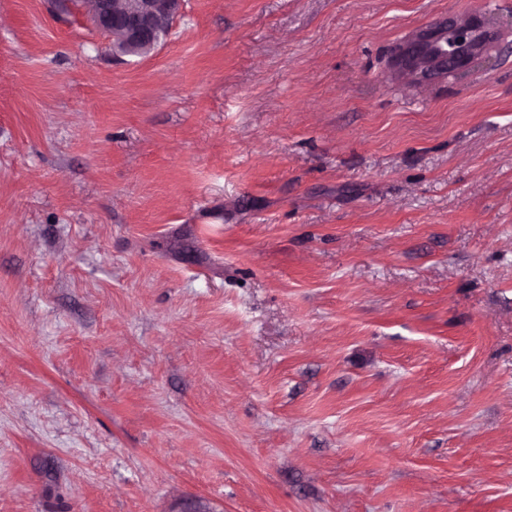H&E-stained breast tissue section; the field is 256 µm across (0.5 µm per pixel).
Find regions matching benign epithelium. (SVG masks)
I'll return each instance as SVG.
<instances>
[{
  "label": "benign epithelium",
  "instance_id": "obj_1",
  "mask_svg": "<svg viewBox=\"0 0 512 512\" xmlns=\"http://www.w3.org/2000/svg\"><path fill=\"white\" fill-rule=\"evenodd\" d=\"M183 0H92L86 16L99 30L112 31V52L145 57L168 35ZM493 36L482 16L437 20L413 32L397 49L393 66L402 78L427 84L465 72L480 59Z\"/></svg>",
  "mask_w": 512,
  "mask_h": 512
}]
</instances>
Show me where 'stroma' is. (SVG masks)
I'll return each instance as SVG.
<instances>
[{
	"mask_svg": "<svg viewBox=\"0 0 512 512\" xmlns=\"http://www.w3.org/2000/svg\"><path fill=\"white\" fill-rule=\"evenodd\" d=\"M0 512H512V0H0ZM183 0H92L86 16L99 30L112 31L117 56L145 57L168 35ZM493 36L482 16L461 21L441 19L413 32L397 49L393 66L402 79L427 84L465 72L480 56Z\"/></svg>",
	"mask_w": 512,
	"mask_h": 512,
	"instance_id": "obj_1",
	"label": "stroma"
}]
</instances>
